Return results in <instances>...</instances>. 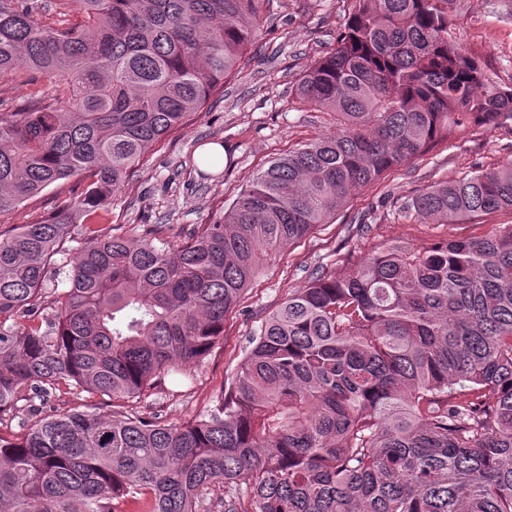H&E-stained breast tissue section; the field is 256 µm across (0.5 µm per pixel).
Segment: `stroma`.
Returning <instances> with one entry per match:
<instances>
[{
    "instance_id": "1",
    "label": "stroma",
    "mask_w": 512,
    "mask_h": 512,
    "mask_svg": "<svg viewBox=\"0 0 512 512\" xmlns=\"http://www.w3.org/2000/svg\"><path fill=\"white\" fill-rule=\"evenodd\" d=\"M350 7L351 0H266L256 40L223 92L152 147L144 166L109 206L105 221L115 233L134 236L142 225L165 224L170 237L182 239L193 225L207 223L231 203L271 160L326 130L332 114L300 102L294 88L305 70L335 47ZM448 30L466 53L482 61L493 81L512 85V0H454ZM211 143L223 144L224 165L207 178L200 174L198 155ZM511 155L512 126L480 130L440 144L391 171L380 184L356 191L332 223L315 227L257 277L226 316L223 344L192 367L193 381L166 376L163 388L145 392L142 411L181 424L207 410L239 369L249 336L309 278L340 275L384 241L420 245L477 237L493 225L512 224L507 211L459 224H423L403 212L419 190L480 166H497ZM78 186L74 179L59 182L18 210L0 214V231L53 216ZM70 408L104 415L116 410L108 398L90 399L65 389L33 410L44 417ZM33 410L19 402L11 421L14 434H22L21 421Z\"/></svg>"
}]
</instances>
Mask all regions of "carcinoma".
<instances>
[{"label":"carcinoma","instance_id":"cac0c4a2","mask_svg":"<svg viewBox=\"0 0 512 512\" xmlns=\"http://www.w3.org/2000/svg\"><path fill=\"white\" fill-rule=\"evenodd\" d=\"M0 0V77L68 89L0 112V213L76 178L49 219L0 236V427L30 387L130 402L224 341L259 271L352 193L473 129L512 86L448 39L450 0H353L296 96L336 124L269 162L177 241L104 234L145 153L236 72L263 0ZM425 223L512 211V159L430 185ZM82 241L63 249L66 240ZM69 268L58 285L51 267ZM52 314L31 323L35 302ZM512 512V224L389 241L288 293L213 406L185 424L68 410L0 430V512Z\"/></svg>","mask_w":512,"mask_h":512}]
</instances>
